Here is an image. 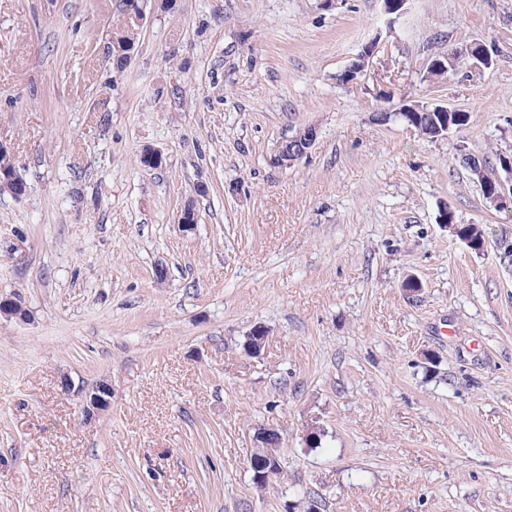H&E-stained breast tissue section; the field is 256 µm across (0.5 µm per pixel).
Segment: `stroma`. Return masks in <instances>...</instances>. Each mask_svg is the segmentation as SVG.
<instances>
[{
    "instance_id": "1",
    "label": "stroma",
    "mask_w": 512,
    "mask_h": 512,
    "mask_svg": "<svg viewBox=\"0 0 512 512\" xmlns=\"http://www.w3.org/2000/svg\"><path fill=\"white\" fill-rule=\"evenodd\" d=\"M438 38L490 66L427 81ZM431 100L469 124L375 118ZM0 144L27 185L0 191V301L28 312L0 314V512H512V213L460 161L512 154V0H0ZM66 378L111 408L84 420ZM137 42V34H135L132 31H122L117 32L112 37V58H113V64L117 69H122L127 61H128V55L124 53V51L132 50L135 47V44ZM115 43H117L122 52H119L116 47ZM379 41L367 43L358 58L348 67L344 72L346 81L356 80L358 75H361L365 69L372 63L373 58L379 52ZM306 134L307 138L304 141L305 145L301 146L296 153L292 152V150L289 152L283 149V145L285 143H288V145L292 143L293 140H290L291 138L286 140L285 143H281L277 149V153L274 156L275 164L281 168H288L306 156L317 139V130L315 127L309 126ZM256 437L262 447L251 457L250 469L253 483L256 487L263 488L283 475L284 466L275 448L277 444L271 439H265L263 431H259Z\"/></svg>"
}]
</instances>
